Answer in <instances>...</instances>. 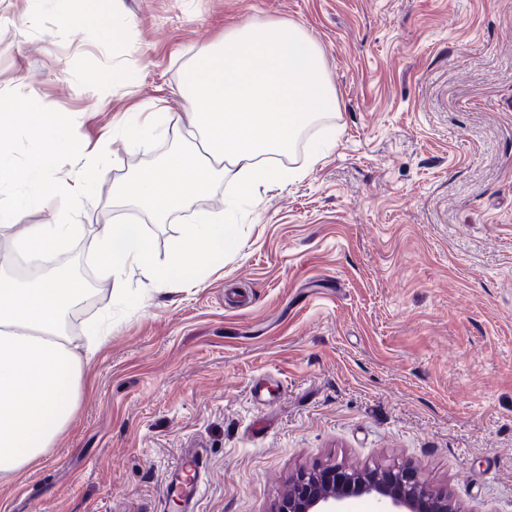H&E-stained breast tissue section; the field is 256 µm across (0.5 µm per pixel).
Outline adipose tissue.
<instances>
[{
    "label": "adipose tissue",
    "mask_w": 512,
    "mask_h": 512,
    "mask_svg": "<svg viewBox=\"0 0 512 512\" xmlns=\"http://www.w3.org/2000/svg\"><path fill=\"white\" fill-rule=\"evenodd\" d=\"M183 96L190 110L176 124L185 132L184 149L138 171L124 193L158 217L194 209L222 175L231 178L237 194L225 199L221 216L198 213L163 271L155 266L143 225H100L96 256L114 280L134 269L167 280L208 267L213 254L234 242L239 214L258 189L299 178V170L281 166L279 156L336 109L321 46L290 22L250 21L226 30L195 56ZM21 118L32 148L18 161L0 147V225H17L23 211L53 202L69 212L84 209L95 176L109 160L106 147L85 154L76 174L64 173L60 159L78 150L77 138L40 113ZM18 227L10 247L0 249V267L22 259L37 264L41 274L26 284L0 280V485L19 480L69 428L84 366L108 334L107 324H99L79 353L67 332L70 311L87 294L61 257L74 225Z\"/></svg>",
    "instance_id": "obj_1"
}]
</instances>
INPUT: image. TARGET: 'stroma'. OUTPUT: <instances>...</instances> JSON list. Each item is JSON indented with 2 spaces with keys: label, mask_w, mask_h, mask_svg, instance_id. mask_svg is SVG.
<instances>
[{
  "label": "stroma",
  "mask_w": 512,
  "mask_h": 512,
  "mask_svg": "<svg viewBox=\"0 0 512 512\" xmlns=\"http://www.w3.org/2000/svg\"><path fill=\"white\" fill-rule=\"evenodd\" d=\"M0 0V100L63 113L79 141L177 94L199 49L257 18L324 51L338 108L284 165L336 145L265 192L195 284L91 258L99 224L144 225L158 269L194 217L158 219L119 187L174 145L110 140L62 256L91 290L67 327L111 331L56 448L0 487V512H164L182 449L208 452L197 512H271L290 480L342 462L411 466L458 512H512V0ZM126 82L113 80V73ZM107 138V137H106ZM84 3L81 7L80 27L84 39L88 42H97L107 32L109 22L104 13L92 7L90 2L96 0H80Z\"/></svg>",
  "instance_id": "obj_1"
}]
</instances>
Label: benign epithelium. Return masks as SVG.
I'll return each mask as SVG.
<instances>
[{"mask_svg": "<svg viewBox=\"0 0 512 512\" xmlns=\"http://www.w3.org/2000/svg\"><path fill=\"white\" fill-rule=\"evenodd\" d=\"M360 497L378 501L383 512H453L447 495L422 487L406 468L381 473L352 470L338 463L321 473L300 475L273 512H345V502Z\"/></svg>", "mask_w": 512, "mask_h": 512, "instance_id": "obj_1", "label": "benign epithelium"}]
</instances>
